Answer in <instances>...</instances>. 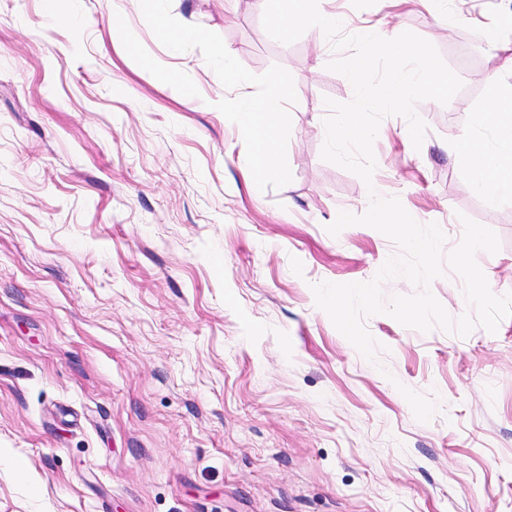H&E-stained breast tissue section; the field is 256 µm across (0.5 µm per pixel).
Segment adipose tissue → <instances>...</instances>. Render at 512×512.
Listing matches in <instances>:
<instances>
[{
	"label": "adipose tissue",
	"mask_w": 512,
	"mask_h": 512,
	"mask_svg": "<svg viewBox=\"0 0 512 512\" xmlns=\"http://www.w3.org/2000/svg\"><path fill=\"white\" fill-rule=\"evenodd\" d=\"M498 63L489 75L500 91L480 114V124L489 129L492 140L455 133L448 137V153L465 169L474 190L492 199L512 197V88L502 89V78L512 73V46H499ZM225 81L235 82L244 108L238 122L253 148L242 156L244 169L256 178L275 176L280 168L276 136L281 114L277 104L288 93L285 80L274 79L267 96L254 98L244 81L225 69Z\"/></svg>",
	"instance_id": "ef3b65f1"
}]
</instances>
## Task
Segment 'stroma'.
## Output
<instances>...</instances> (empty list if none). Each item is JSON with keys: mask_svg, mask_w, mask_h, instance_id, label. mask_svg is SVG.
Wrapping results in <instances>:
<instances>
[{"mask_svg": "<svg viewBox=\"0 0 512 512\" xmlns=\"http://www.w3.org/2000/svg\"><path fill=\"white\" fill-rule=\"evenodd\" d=\"M512 0H327L344 31L387 21L461 78L448 104L385 118L373 184L446 248L461 217L500 240L476 260L512 291V198L491 205L449 158L480 133L494 47L474 17ZM201 30L173 49L141 0H0V512H512V318L423 333L387 315L366 360L319 309L322 281H371L397 244L363 181L321 158L325 99L349 101L323 33L282 44L252 0H166ZM235 53L263 96L275 74L282 171L249 178L242 103L210 57ZM439 399L428 423L400 394Z\"/></svg>", "mask_w": 512, "mask_h": 512, "instance_id": "stroma-1", "label": "stroma"}]
</instances>
